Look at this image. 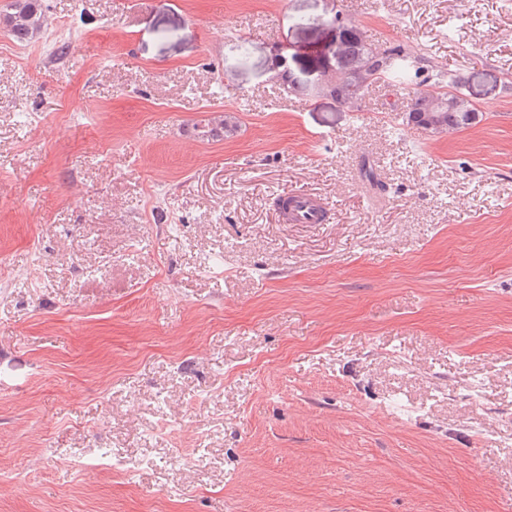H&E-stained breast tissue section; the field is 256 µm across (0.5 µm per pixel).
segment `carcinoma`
I'll list each match as a JSON object with an SVG mask.
<instances>
[{
  "mask_svg": "<svg viewBox=\"0 0 512 512\" xmlns=\"http://www.w3.org/2000/svg\"><path fill=\"white\" fill-rule=\"evenodd\" d=\"M44 19L42 0H10L9 4L0 11V29L19 43H24L39 31ZM348 41L347 50L336 60V67L340 70L352 67L358 61H363L369 68L376 72L387 69L385 84L395 83L403 88L413 84L414 78L426 73V68L420 66L413 70L411 64L421 63L422 57L411 56L401 46H381L375 48L366 41L360 39L349 30H344ZM428 88L413 89L411 101H416L420 96L432 91L449 88L456 92L457 108L453 112H438L437 123L441 128L432 130V133H443L450 130L465 129L477 122L481 113L471 104L461 91L463 77L459 75L446 76L437 71L427 73ZM238 126V117L228 112H215L207 119L194 124L196 134L207 140H218L232 135Z\"/></svg>",
  "mask_w": 512,
  "mask_h": 512,
  "instance_id": "carcinoma-1",
  "label": "carcinoma"
}]
</instances>
